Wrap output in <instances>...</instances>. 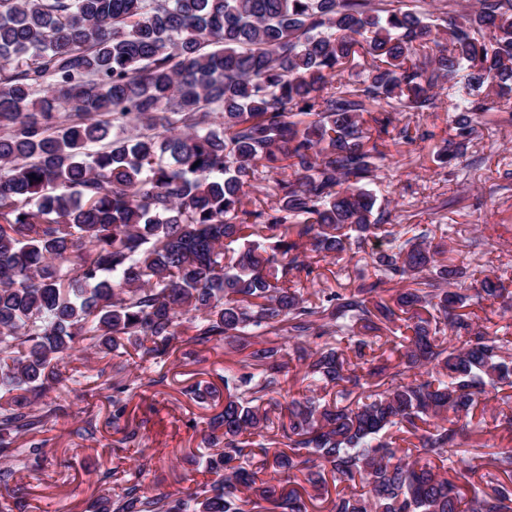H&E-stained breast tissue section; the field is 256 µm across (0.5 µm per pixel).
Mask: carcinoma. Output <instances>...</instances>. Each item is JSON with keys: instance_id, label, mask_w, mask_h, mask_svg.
Returning a JSON list of instances; mask_svg holds the SVG:
<instances>
[{"instance_id": "1", "label": "carcinoma", "mask_w": 512, "mask_h": 512, "mask_svg": "<svg viewBox=\"0 0 512 512\" xmlns=\"http://www.w3.org/2000/svg\"><path fill=\"white\" fill-rule=\"evenodd\" d=\"M441 107L442 168L512 112V0L447 26L426 0H0V458L64 410L65 360L162 359L191 329L246 352L224 394L191 388L220 407L212 479L180 498L126 479L95 512H308L328 473L348 483L328 512H512V447L480 475L488 444L467 443L487 432L480 405L512 401V336L468 307L504 315L512 292L488 274L463 286L431 230L389 229L371 189L400 168L388 146L434 137L401 117ZM260 167L271 205L246 201ZM372 239L389 247L371 276L308 291L317 259ZM408 280L422 287L382 297ZM146 384L105 386L122 444ZM274 427L286 442L253 440Z\"/></svg>"}]
</instances>
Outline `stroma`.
<instances>
[{"label": "stroma", "instance_id": "1", "mask_svg": "<svg viewBox=\"0 0 512 512\" xmlns=\"http://www.w3.org/2000/svg\"><path fill=\"white\" fill-rule=\"evenodd\" d=\"M409 121L434 131L435 137L403 146L399 171H381L379 203L393 207L403 223L434 226V243L448 245L464 282L491 270L512 289V190L489 192L505 170H512V121L492 115L469 146L472 166L455 174L439 171L434 159L436 140L448 134L446 112L415 114ZM478 233L485 244L475 250L469 240ZM196 352L193 359L177 352L157 364L125 355L67 365L66 414L51 419L40 433L44 457L16 463L14 477L0 485V497L19 503L21 512H93L115 468L176 497L195 488L205 475L193 459L205 451L202 436L214 409L194 401L186 389L195 383L222 387L225 367L240 359L220 344L200 345ZM121 367L143 377L162 374L166 380L130 401L127 413L138 427L140 443L119 451L112 404L95 378L98 371L112 376ZM88 421L95 434L84 439L78 431Z\"/></svg>", "mask_w": 512, "mask_h": 512}]
</instances>
